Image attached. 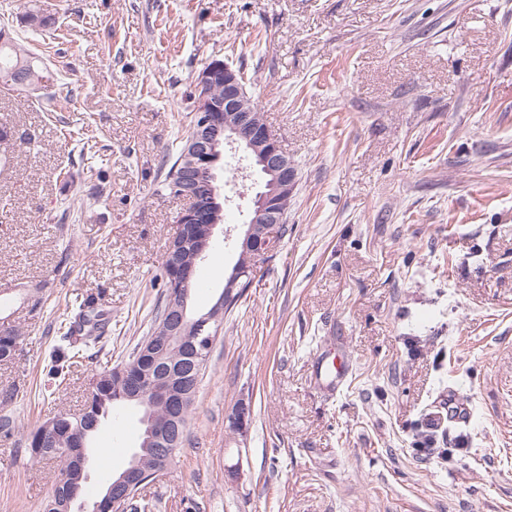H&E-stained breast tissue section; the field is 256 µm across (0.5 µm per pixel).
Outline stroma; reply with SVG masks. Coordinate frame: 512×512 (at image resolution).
Instances as JSON below:
<instances>
[{"mask_svg":"<svg viewBox=\"0 0 512 512\" xmlns=\"http://www.w3.org/2000/svg\"><path fill=\"white\" fill-rule=\"evenodd\" d=\"M55 20L34 32L21 8ZM0 26L47 67L0 85L32 143L0 156V414L30 431L81 409L93 376L150 334L182 199L162 187L204 64L242 70L298 173L287 230L209 355L157 512H512V0H0ZM223 178L191 300L207 311L238 258L253 180ZM91 294L103 353L42 395L57 328ZM348 366L316 381L326 351ZM455 392L465 415L429 428ZM252 406L246 436L227 417ZM105 420L87 489L139 443ZM59 468L0 440V512H44Z\"/></svg>","mask_w":512,"mask_h":512,"instance_id":"stroma-1","label":"stroma"}]
</instances>
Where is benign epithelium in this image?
I'll use <instances>...</instances> for the list:
<instances>
[{"mask_svg": "<svg viewBox=\"0 0 512 512\" xmlns=\"http://www.w3.org/2000/svg\"><path fill=\"white\" fill-rule=\"evenodd\" d=\"M220 71L224 77L222 109L209 97V89L215 86ZM195 85L201 96L194 112L193 133L189 140L192 162L189 172L177 174L172 185V194L185 200L186 206L177 216L178 231L162 259L171 288L164 313V341L184 344L187 361L175 369L157 368L151 384L144 383L139 376L138 361L148 354L158 353L161 344L155 342L150 346H139L128 362L115 369L126 379L125 402L141 407L151 399H159L168 408L167 419L160 423L150 421L146 432L145 447L155 455L156 466L149 473L142 470L139 455L135 452L124 468L112 476V484L102 498L87 501L73 492L63 501L62 512H98L102 504L108 505L111 512H122L126 500L137 489L168 471L175 461L179 449L180 419L199 390L200 369L223 327L224 312L234 301V293L223 294L210 313L201 317L191 316L189 284L195 279L196 270L182 265V252L188 245L195 247L197 257L205 256L215 230L223 220L218 171L223 149L229 147L242 154L249 166L270 177L267 191L259 196L243 224L239 245L252 250L256 259L261 261L267 257L278 237V228L287 221L284 202L296 188L297 170L280 140L261 119L259 109L246 90L243 73L227 62L215 59L212 65L198 73ZM89 412L90 409H84L85 426L67 443L72 461L71 473L78 484L88 479L94 457L91 442L103 422L101 414L91 416ZM250 417L251 406L238 402L228 416L229 431L234 435H244Z\"/></svg>", "mask_w": 512, "mask_h": 512, "instance_id": "benign-epithelium-1", "label": "benign epithelium"}]
</instances>
